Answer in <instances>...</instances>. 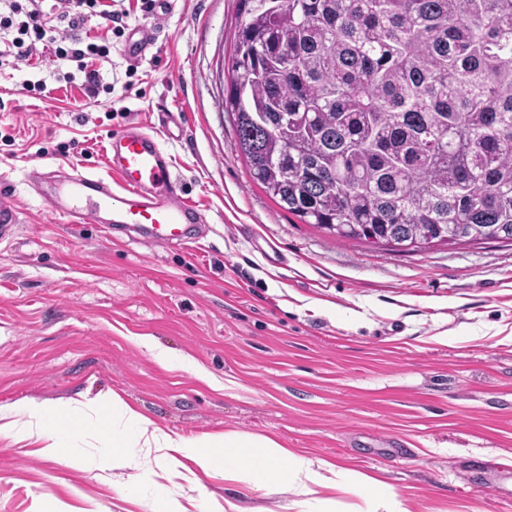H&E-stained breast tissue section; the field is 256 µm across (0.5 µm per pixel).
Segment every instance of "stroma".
<instances>
[{"instance_id":"1","label":"stroma","mask_w":512,"mask_h":512,"mask_svg":"<svg viewBox=\"0 0 512 512\" xmlns=\"http://www.w3.org/2000/svg\"><path fill=\"white\" fill-rule=\"evenodd\" d=\"M239 18V0H177L138 61L92 19L85 32L109 49L88 61L94 87L46 51L0 66V189L20 205L0 242V414L113 392L166 430L261 433L378 475L412 512H512L484 473L512 474V242L387 250L280 209L225 106ZM132 121L158 135L204 215L196 242L48 213L73 170L107 176V138ZM35 164L49 174L39 185ZM106 444L84 428L56 462L21 429L0 433V512H153L149 486L114 489L132 469L97 467ZM195 486L241 512H299L283 488L170 482Z\"/></svg>"}]
</instances>
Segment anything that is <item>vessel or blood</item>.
<instances>
[{
  "label": "vessel or blood",
  "mask_w": 512,
  "mask_h": 512,
  "mask_svg": "<svg viewBox=\"0 0 512 512\" xmlns=\"http://www.w3.org/2000/svg\"><path fill=\"white\" fill-rule=\"evenodd\" d=\"M174 4L175 0H152V22L136 25L128 33L124 47L128 58H142L153 46L158 23ZM105 164L104 178L75 171L52 199L50 214L74 224H94L106 214L111 223L145 229L160 246L188 242L192 225L203 223L202 214L180 194L169 155L142 123L109 136ZM18 222L17 200L0 191V240L11 237Z\"/></svg>",
  "instance_id": "b4317fda"
}]
</instances>
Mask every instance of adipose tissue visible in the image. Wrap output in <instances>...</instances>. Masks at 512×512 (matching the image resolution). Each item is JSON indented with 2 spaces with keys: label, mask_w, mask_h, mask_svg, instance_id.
Segmentation results:
<instances>
[{
  "label": "adipose tissue",
  "mask_w": 512,
  "mask_h": 512,
  "mask_svg": "<svg viewBox=\"0 0 512 512\" xmlns=\"http://www.w3.org/2000/svg\"><path fill=\"white\" fill-rule=\"evenodd\" d=\"M19 414L25 435L41 441L42 456L59 462L72 454L70 438L85 421L94 420L109 436L100 466L137 467L138 481L151 486L154 512H190L166 484L185 459L204 473L223 469L225 480L250 491L287 486L306 512H336V500L344 495L358 497L357 512H411L407 500L370 474L312 461L273 437L249 431L189 437L169 432L114 393L58 404L27 403Z\"/></svg>",
  "instance_id": "1"
}]
</instances>
